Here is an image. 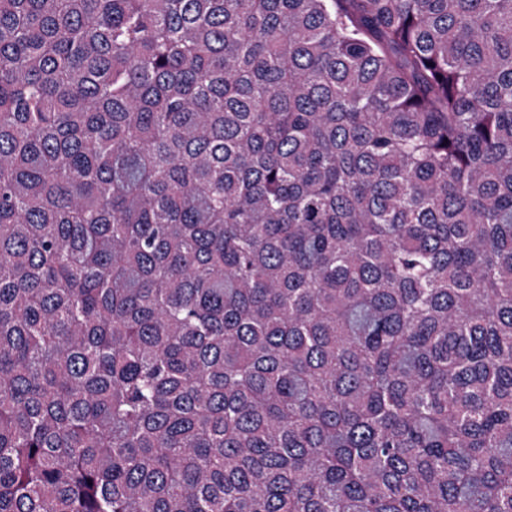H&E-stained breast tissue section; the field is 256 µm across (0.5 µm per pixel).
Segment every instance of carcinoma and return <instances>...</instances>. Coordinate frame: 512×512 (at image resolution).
<instances>
[{
  "mask_svg": "<svg viewBox=\"0 0 512 512\" xmlns=\"http://www.w3.org/2000/svg\"><path fill=\"white\" fill-rule=\"evenodd\" d=\"M0 512H512V0H0Z\"/></svg>",
  "mask_w": 512,
  "mask_h": 512,
  "instance_id": "cac0c4a2",
  "label": "carcinoma"
}]
</instances>
